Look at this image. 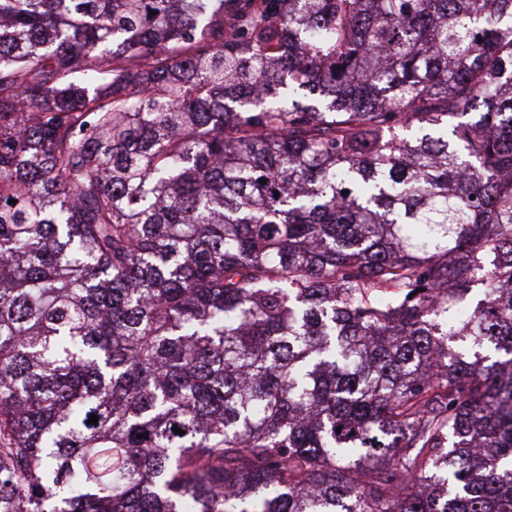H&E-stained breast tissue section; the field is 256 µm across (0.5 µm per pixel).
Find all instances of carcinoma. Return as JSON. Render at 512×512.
Instances as JSON below:
<instances>
[{
  "instance_id": "carcinoma-1",
  "label": "carcinoma",
  "mask_w": 512,
  "mask_h": 512,
  "mask_svg": "<svg viewBox=\"0 0 512 512\" xmlns=\"http://www.w3.org/2000/svg\"><path fill=\"white\" fill-rule=\"evenodd\" d=\"M0 512H512V0H0Z\"/></svg>"
}]
</instances>
